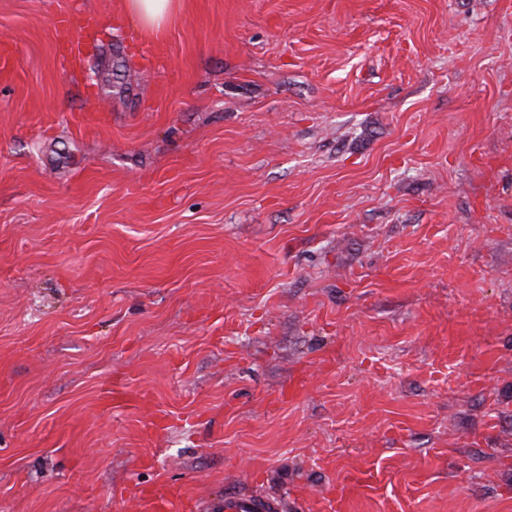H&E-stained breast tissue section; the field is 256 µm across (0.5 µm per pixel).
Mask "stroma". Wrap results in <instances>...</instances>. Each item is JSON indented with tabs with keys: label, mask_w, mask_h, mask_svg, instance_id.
I'll use <instances>...</instances> for the list:
<instances>
[{
	"label": "stroma",
	"mask_w": 512,
	"mask_h": 512,
	"mask_svg": "<svg viewBox=\"0 0 512 512\" xmlns=\"http://www.w3.org/2000/svg\"><path fill=\"white\" fill-rule=\"evenodd\" d=\"M124 9L0 0V512H512V0ZM143 31L153 35L161 31L179 8L180 0H126ZM99 21L95 14L80 12L75 16L65 15L57 18L55 28L58 39V54L64 64L71 68L82 64L84 58V43L81 38L74 37V31L79 30L84 36H92ZM131 494L142 512H194L199 507L186 489L165 481L135 487ZM283 509L277 498L245 494L239 492L224 493V498L214 503L213 512H280Z\"/></svg>",
	"instance_id": "obj_1"
}]
</instances>
